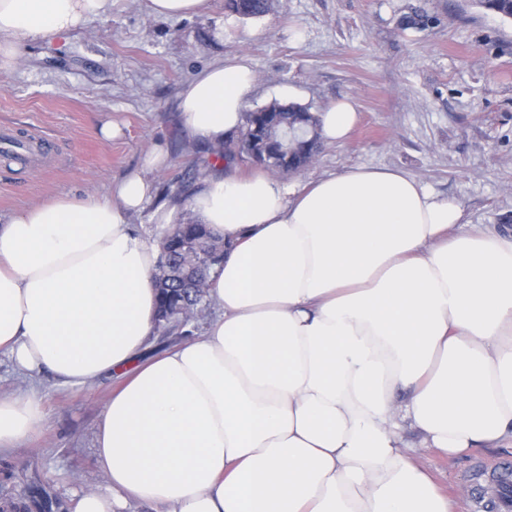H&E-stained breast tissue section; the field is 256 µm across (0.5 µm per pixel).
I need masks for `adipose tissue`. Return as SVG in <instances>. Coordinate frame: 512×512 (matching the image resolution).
Returning <instances> with one entry per match:
<instances>
[{"instance_id":"ef3b65f1","label":"adipose tissue","mask_w":512,"mask_h":512,"mask_svg":"<svg viewBox=\"0 0 512 512\" xmlns=\"http://www.w3.org/2000/svg\"><path fill=\"white\" fill-rule=\"evenodd\" d=\"M113 0H0V74ZM248 56L183 86L184 124L236 135ZM153 147L109 195L50 198L0 220V353L84 387L121 376L94 433L100 486L70 512H450L406 451L456 456L512 439V234L392 168L298 191L257 171L201 177L189 207L224 240L200 335L140 361L159 251L128 216L150 205ZM37 394L0 397V454L42 429Z\"/></svg>"}]
</instances>
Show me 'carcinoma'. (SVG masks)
Segmentation results:
<instances>
[{
	"label": "carcinoma",
	"instance_id": "obj_1",
	"mask_svg": "<svg viewBox=\"0 0 512 512\" xmlns=\"http://www.w3.org/2000/svg\"><path fill=\"white\" fill-rule=\"evenodd\" d=\"M478 4L506 18H512V0H478ZM224 8L238 18H256L267 14L272 0H225ZM239 136L251 137V149L260 158L255 163L269 171L288 174L308 166L318 155L322 139L318 119L310 108L298 104L273 102L252 112L244 113ZM169 238L161 241V249L167 250L168 259L181 261L178 243L184 239H196L207 246L215 241L207 225L198 219H183L168 230ZM209 268L205 267L179 282L156 281L159 288L157 328L165 335L187 327L191 313L204 300L203 285ZM18 482L28 490V503L18 509L11 491L0 495V512H67L63 502L50 493L37 476L24 475Z\"/></svg>",
	"mask_w": 512,
	"mask_h": 512
}]
</instances>
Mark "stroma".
<instances>
[{
  "mask_svg": "<svg viewBox=\"0 0 512 512\" xmlns=\"http://www.w3.org/2000/svg\"><path fill=\"white\" fill-rule=\"evenodd\" d=\"M247 55L259 81L248 110L272 101L321 112L355 104L349 136L324 143L315 160L284 176L300 187L357 166L399 169L457 199L470 224L512 228V19L477 0H275L268 14L240 19L208 0L181 20L149 15L146 0H118L106 14L61 38L32 42L18 69L0 74V133L40 146L35 160L0 157V215L56 195L108 194L162 146L167 167L152 172L158 203L178 185L194 187L209 145L184 127L182 86L201 69ZM118 138L100 133L104 123ZM37 389L45 425L0 458L6 474H38L63 498L98 479L96 424L118 385L112 375L85 388L51 375L20 379L0 355V396ZM404 441L415 460L469 512L482 462L512 461V443L449 457Z\"/></svg>",
  "mask_w": 512,
  "mask_h": 512,
  "instance_id": "stroma-1",
  "label": "stroma"
}]
</instances>
